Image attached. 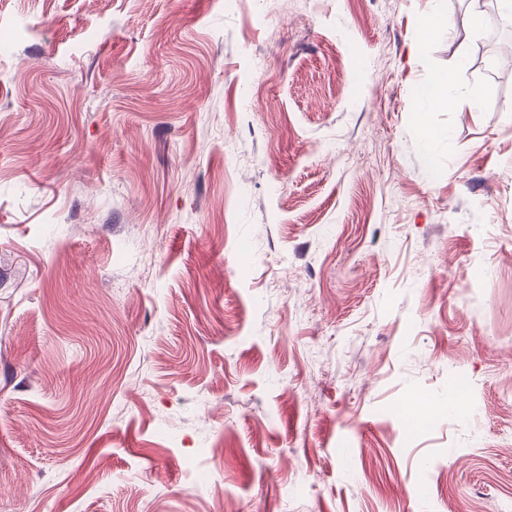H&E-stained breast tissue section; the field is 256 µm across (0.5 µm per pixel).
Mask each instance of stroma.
Listing matches in <instances>:
<instances>
[{
    "instance_id": "35a3bbf8",
    "label": "stroma",
    "mask_w": 512,
    "mask_h": 512,
    "mask_svg": "<svg viewBox=\"0 0 512 512\" xmlns=\"http://www.w3.org/2000/svg\"><path fill=\"white\" fill-rule=\"evenodd\" d=\"M439 9L0 0V512H512V37Z\"/></svg>"
}]
</instances>
